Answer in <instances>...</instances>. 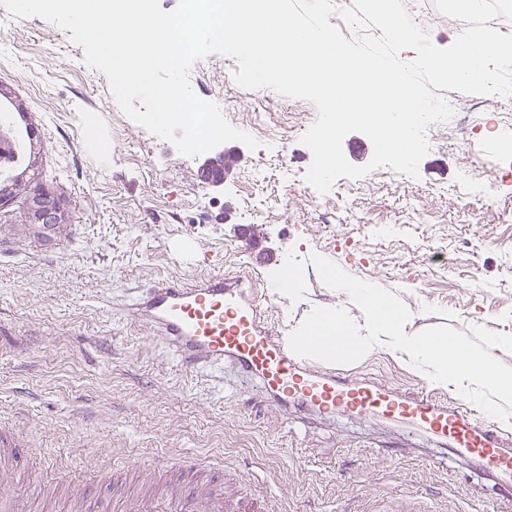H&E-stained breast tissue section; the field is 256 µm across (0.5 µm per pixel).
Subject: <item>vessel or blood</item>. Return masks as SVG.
Returning a JSON list of instances; mask_svg holds the SVG:
<instances>
[{"label":"vessel or blood","instance_id":"b4317fda","mask_svg":"<svg viewBox=\"0 0 512 512\" xmlns=\"http://www.w3.org/2000/svg\"><path fill=\"white\" fill-rule=\"evenodd\" d=\"M254 278L249 269L192 285L162 279L128 313L146 317L153 335L186 369L216 372L232 363L252 382L261 404L289 407L319 420L356 415L403 422L449 452L476 460L486 480L512 488V436L495 418L431 394H405L324 369L313 358L295 354L250 297L246 285ZM164 470L178 477L173 492L122 493L113 498L112 512H266L264 500L229 501L223 484H200L197 470L179 457H167Z\"/></svg>","mask_w":512,"mask_h":512}]
</instances>
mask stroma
<instances>
[{"mask_svg":"<svg viewBox=\"0 0 512 512\" xmlns=\"http://www.w3.org/2000/svg\"><path fill=\"white\" fill-rule=\"evenodd\" d=\"M224 60L213 52L193 63V92L223 94L226 120L255 123L257 140L269 129L283 136L292 180L247 149L223 190L208 188L201 157L126 116L68 31L0 6V112L24 144L20 195L48 188L63 213L47 228L23 205L0 211V421L17 424L34 450L16 462L30 480L31 512H44L57 485L51 467L78 475L93 456L115 471L135 460L136 490L154 480L150 463L163 453L223 458L225 491L266 498L270 512H512L472 464L437 460L438 445L412 451L399 427L376 419L288 422L280 408L254 403L232 365L187 371L127 315L156 278L192 284L246 269L241 204L255 201L264 214L250 222L267 258L258 298L283 335L317 307L347 305L365 324L322 282L315 254L398 295L407 335L441 325L512 335V182L495 194L481 182L492 164L512 163V97L498 106L497 134L486 133L484 111L471 115L469 139L433 131L418 177L378 167L322 195L304 179L312 154L301 142L315 105L242 88ZM287 257L293 294L273 288ZM347 369L459 397L385 346Z\"/></svg>","mask_w":512,"mask_h":512,"instance_id":"obj_1","label":"stroma"}]
</instances>
